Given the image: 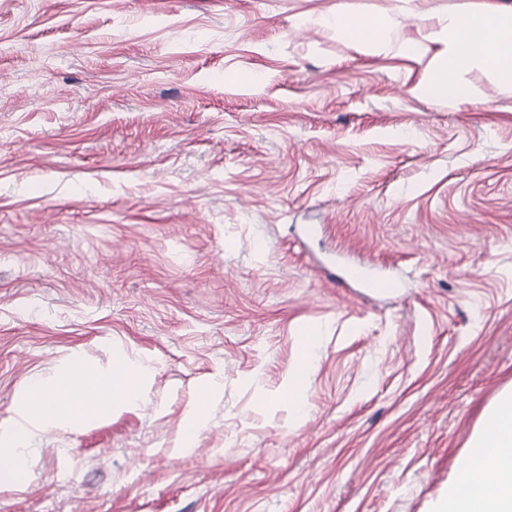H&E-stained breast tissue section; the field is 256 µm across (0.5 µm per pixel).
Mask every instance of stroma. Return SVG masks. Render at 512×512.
Wrapping results in <instances>:
<instances>
[{
    "label": "stroma",
    "instance_id": "stroma-1",
    "mask_svg": "<svg viewBox=\"0 0 512 512\" xmlns=\"http://www.w3.org/2000/svg\"><path fill=\"white\" fill-rule=\"evenodd\" d=\"M466 1L512 13L0 0V423L73 354L152 369L137 406L38 436L0 512H429L512 384V89L482 65L481 101L416 91ZM335 23L339 33L363 48L375 50L379 47L376 24L372 19L363 15L337 14ZM315 339L316 336H313L310 333L303 336L301 344L307 354L301 367L290 377L288 381V398L295 407L299 421L303 420L307 405L306 383L314 367L313 360L309 357L308 351L315 342ZM218 392H222V386L218 382L208 384L205 387L200 404L186 418L183 426L182 440L179 446L182 451H187L192 447L195 438L204 428L206 422L205 406L209 400V395Z\"/></svg>",
    "mask_w": 512,
    "mask_h": 512
}]
</instances>
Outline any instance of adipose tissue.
<instances>
[{"instance_id": "ef3b65f1", "label": "adipose tissue", "mask_w": 512, "mask_h": 512, "mask_svg": "<svg viewBox=\"0 0 512 512\" xmlns=\"http://www.w3.org/2000/svg\"><path fill=\"white\" fill-rule=\"evenodd\" d=\"M445 38L447 55L419 86L422 96L451 106L480 100V87L466 76L485 61L493 82L512 87L511 16L478 15L462 7ZM148 371L146 365L125 361L102 371L76 354L56 377H32L15 415L0 427V470L27 471L35 433L86 427L110 418L114 410L136 406L144 398ZM478 468L488 470L489 479L479 491L464 492V483ZM432 512H512V388L503 389L485 410L447 494L433 503Z\"/></svg>"}]
</instances>
